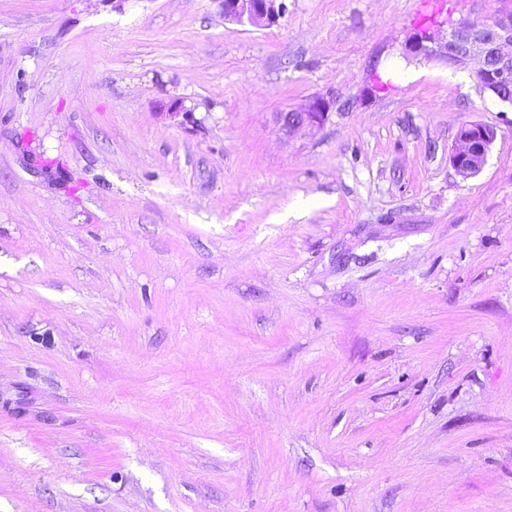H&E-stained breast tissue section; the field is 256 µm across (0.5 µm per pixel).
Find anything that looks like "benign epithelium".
I'll return each mask as SVG.
<instances>
[{"mask_svg":"<svg viewBox=\"0 0 512 512\" xmlns=\"http://www.w3.org/2000/svg\"><path fill=\"white\" fill-rule=\"evenodd\" d=\"M224 20L263 28L286 14L285 0H215ZM404 58L438 62L451 68L478 63L477 74H491L495 79L512 78V15L500 13L489 22H458L448 28L446 37L434 32L411 37L401 46ZM335 106L332 97L317 96L298 111L278 113L281 130L288 134L302 128L322 126ZM496 138L493 127L462 126L449 157L452 167L466 175L481 170Z\"/></svg>","mask_w":512,"mask_h":512,"instance_id":"obj_1","label":"benign epithelium"}]
</instances>
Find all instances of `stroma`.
Masks as SVG:
<instances>
[{"mask_svg": "<svg viewBox=\"0 0 512 512\" xmlns=\"http://www.w3.org/2000/svg\"><path fill=\"white\" fill-rule=\"evenodd\" d=\"M287 4L0 0V512H512L502 2ZM225 21L263 28L286 14L284 0H215ZM511 12L500 13L486 23L471 20L458 22L448 28L445 38L434 32L411 37L401 46V54L406 59L438 62L451 68L466 67L476 61L479 93L498 98L496 91L478 75L490 73L495 79L505 82L512 78ZM500 98L511 100L512 103V86ZM335 104L332 97L317 96L304 109L278 113L281 130L291 134L302 128L320 127L328 119ZM495 138L496 131L491 126H462L458 131L449 162L462 175L473 170L479 172L486 163L488 152Z\"/></svg>", "mask_w": 512, "mask_h": 512, "instance_id": "1", "label": "stroma"}]
</instances>
